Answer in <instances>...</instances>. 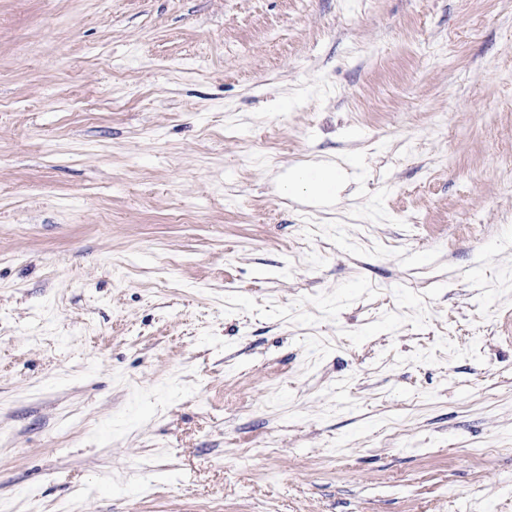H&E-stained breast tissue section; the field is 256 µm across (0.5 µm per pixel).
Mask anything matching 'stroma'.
I'll list each match as a JSON object with an SVG mask.
<instances>
[{
    "label": "stroma",
    "instance_id": "35a3bbf8",
    "mask_svg": "<svg viewBox=\"0 0 512 512\" xmlns=\"http://www.w3.org/2000/svg\"><path fill=\"white\" fill-rule=\"evenodd\" d=\"M206 504L512 512V0H0V512ZM283 188L289 194L326 198L336 193V169L330 166L295 167Z\"/></svg>",
    "mask_w": 512,
    "mask_h": 512
}]
</instances>
